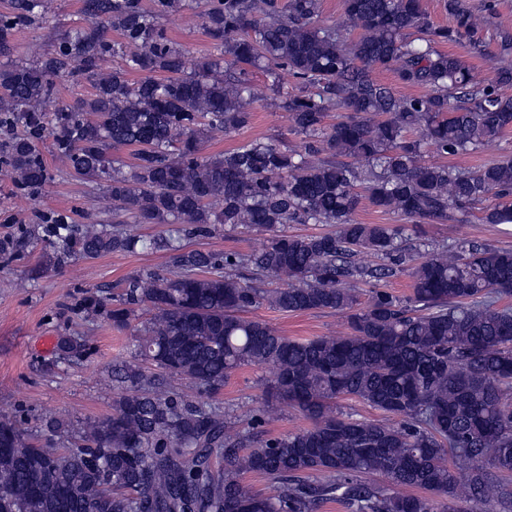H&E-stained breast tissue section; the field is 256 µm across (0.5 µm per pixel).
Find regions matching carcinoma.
<instances>
[{
    "instance_id": "cac0c4a2",
    "label": "carcinoma",
    "mask_w": 512,
    "mask_h": 512,
    "mask_svg": "<svg viewBox=\"0 0 512 512\" xmlns=\"http://www.w3.org/2000/svg\"><path fill=\"white\" fill-rule=\"evenodd\" d=\"M49 0H14L0 17V54L15 26L44 18ZM186 0H83L86 24L32 63L0 64V141L14 184L32 193L46 180L39 141L53 138L57 157L88 183L106 188L111 230L80 228L58 214L52 234L84 258L141 248L170 254L165 273L128 279L122 292L89 291L85 311L126 327L134 307L151 317L138 330L137 358L116 373L121 391L112 414L84 423L73 448L29 443L18 420L0 415V512H314L340 500L351 512H471L495 501L512 512V485L487 464L512 472V250L483 244L423 252L402 247L404 228L361 224L360 199L414 224L453 220L468 204L486 203L485 224H512V160L473 172L420 161L424 147L460 154L512 129V37L504 35L494 77L486 81L437 46L477 28L448 0L449 26H434L420 0H345L332 26L319 23L321 0H208L203 16L217 52L187 71L183 52L158 20ZM359 31L347 43L339 30ZM118 33L112 41L109 31ZM416 38H411V35ZM118 55L124 67L106 72ZM265 63L290 131L304 152L267 138L203 156L209 134L229 135L251 119L263 97L248 70ZM393 71L425 93L397 98L371 69ZM297 79L286 91L277 73ZM131 72L144 77L133 81ZM162 73L157 79L154 74ZM86 80L92 97L54 112L40 103L53 78ZM344 115L329 124L334 107ZM135 148L124 169L110 155ZM360 161L363 168L345 159ZM128 218L167 229L152 238L121 228ZM247 224L265 236L261 250H184L182 228ZM288 224H334L308 236ZM384 264L370 268L356 257ZM404 270L405 300L375 288L360 306L358 284ZM283 281L268 287V278ZM263 304L283 312L345 315L341 336L293 340L245 313ZM84 336H65L57 350L80 358ZM210 392L243 367H271L266 404H285L309 421L271 439L234 429L230 415L185 399L143 366ZM358 399L396 423L336 412V400ZM270 481L254 492L241 481ZM381 476L387 486L361 480Z\"/></svg>"
}]
</instances>
